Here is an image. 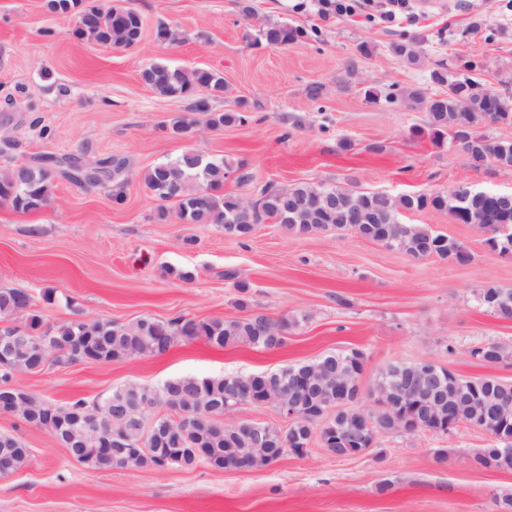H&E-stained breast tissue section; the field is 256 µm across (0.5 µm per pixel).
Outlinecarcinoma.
Returning a JSON list of instances; mask_svg holds the SVG:
<instances>
[{
	"mask_svg": "<svg viewBox=\"0 0 512 512\" xmlns=\"http://www.w3.org/2000/svg\"><path fill=\"white\" fill-rule=\"evenodd\" d=\"M82 0H46V8L57 14L78 10V26L74 35L81 41L130 47L142 38L143 22L138 12L130 7L112 6L107 9L95 6L80 7ZM306 36L305 31L286 24L263 27L256 40L269 45L286 46ZM392 54L407 65L420 64V53L415 42L401 39L390 44ZM141 81L155 93L165 97L185 98L202 87L218 96L224 93V77L204 68L178 69L153 62L140 72ZM430 83L449 87L458 94L473 85L471 78H457L442 66L430 73ZM396 101H410L422 106L427 124L437 139L451 134L452 142L461 149L486 150L491 159L504 169L512 168V141L492 139L480 134L470 140L468 134L480 125L489 123L512 124V97L498 95L486 99L474 97L470 105L455 109L454 97L432 100L428 88L421 85L401 88L390 93ZM191 115L180 116L170 124V133L187 137L196 126L221 128L226 125L244 124L248 115L243 112H214L208 100L197 99L189 108ZM84 160L76 156H43L29 164H18L0 170V202L16 210L31 211L43 207L50 196L55 178L63 177L74 185L85 188L112 184L113 198L123 200L126 161L120 157H108L92 161L91 176L81 180L79 169ZM231 166L224 160H206L193 151H186L174 160L149 169L143 176L146 189L157 200L175 206L177 218L186 224H217L224 234L244 238L253 227L267 219H274L288 230L299 234H317L327 231L352 230L360 237L399 250L413 258L435 257L456 264L470 260V254L458 241L442 234L411 224H401L398 215L402 211L425 209L444 210L450 216L466 224H474L486 235L485 243L492 252L503 253L505 245H512V211H501L498 205L487 199L471 195L468 199H454L445 193H417L392 197L379 192H362L341 187H324L298 183L281 188L266 183L259 188L255 199H245L224 193V181ZM480 305L502 319L512 320V289L487 286L479 292ZM0 316L25 318L26 327L38 336L46 338L58 355L51 358L54 364L76 361L78 350L83 346L81 336L90 332L96 336L95 350L110 362L142 356H156L170 350L180 340L203 338L211 344L225 347L246 343L255 348L272 350L285 340L288 327L296 320L283 319L273 322L262 315L247 319H197L179 315L167 321L144 317L133 323L112 320L87 319L77 325L70 321L54 329H43V316L32 309V296L19 288H0ZM473 357L494 365L512 359V347L505 343H487L472 350ZM317 363L332 366L340 374L339 379L325 381L319 397L296 395L302 402L298 420L286 429L267 426L270 435V451L275 458L290 453L301 457L302 448L313 437L332 453L342 456L348 448H370L376 434L400 431L396 412L383 411V416L367 426L360 422L356 402L360 398L358 387L343 386L340 380L352 373L363 374L365 356L359 350H336L317 359ZM307 363L288 365L275 372L246 376L269 389V395L277 396L280 388L290 386L292 379ZM409 366L397 363L385 367L377 376L383 388H398ZM178 385L173 392L174 412L156 418L144 403H154L157 388L142 384H128L112 390L100 401L103 409L96 412L101 429H110L121 437L130 439L135 450L114 455L108 460L102 457V448L94 439L81 447L79 461L91 469H143L159 468L162 461L170 458L175 464L192 467L204 462L217 468L226 457V449L234 448L237 455L253 456L250 437L227 425L219 417L211 416V410L224 404L226 378H175ZM502 381L492 377L460 378L457 388L475 395L469 400L455 403L454 416L458 423L481 424L493 408L492 399L501 391ZM122 406L143 424H154L157 432L148 438L110 415L104 408L106 402ZM54 409L67 410L65 406H52L30 392H24L23 402L14 415L27 416ZM11 442L9 464L12 472L23 467L29 457V449L12 434L0 433V447ZM477 466L499 471H512V447L505 450L492 443L475 456Z\"/></svg>",
	"mask_w": 512,
	"mask_h": 512,
	"instance_id": "1",
	"label": "carcinoma"
}]
</instances>
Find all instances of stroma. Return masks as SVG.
Wrapping results in <instances>:
<instances>
[{
	"mask_svg": "<svg viewBox=\"0 0 512 512\" xmlns=\"http://www.w3.org/2000/svg\"><path fill=\"white\" fill-rule=\"evenodd\" d=\"M87 2L135 9L144 20L140 42L86 43L74 35L76 14L48 13L44 0H0V139L12 143L0 168L42 154L117 155L128 163L125 199L115 203L108 186L59 179L41 209L0 203V287L29 292L49 324L178 315L294 316L299 323L272 351L181 341L159 356L18 375L13 386L57 405L91 403L130 383L269 373L347 349L365 355L359 406L371 415L378 411L374 380L391 362L431 359L464 377L512 384L511 360L488 366L471 355L489 342L512 345V320L478 300L486 286L512 288V257L491 252L475 225L433 209L400 216L462 243L471 255L464 265L414 259L352 231L302 236L272 220L233 239L213 224L160 218V201L141 182L146 169L191 150L235 166L224 191L241 198L267 182L394 197L458 184L512 192V169L472 167L455 144L435 142L423 110L389 98L395 89L428 84L439 65L455 73L467 63L480 88L512 97V0H414L410 16L392 22L367 5L325 17L311 0H251L248 18L239 0ZM271 22L309 37L254 44ZM162 26L176 43L157 40ZM403 35L418 38L420 66L391 54L390 43ZM363 44L369 54H360ZM153 61L222 74L225 90L210 98L212 111L246 112L247 123L172 138L166 126L190 102L141 82V69ZM315 84L323 88L316 99L308 93ZM240 170L250 182L238 180ZM228 269L247 286V308L237 305L242 293L225 280ZM182 271L192 280L179 279ZM46 288L54 289L55 304L43 302ZM0 433L29 450L20 470L0 478V512H498L497 500L512 495V473L472 465L490 438L466 425L444 436L382 431L366 453L347 459L315 440L305 456L231 470L203 463L92 470L19 417L0 415ZM439 448L447 463L435 462Z\"/></svg>",
	"mask_w": 512,
	"mask_h": 512,
	"instance_id": "obj_1",
	"label": "stroma"
}]
</instances>
